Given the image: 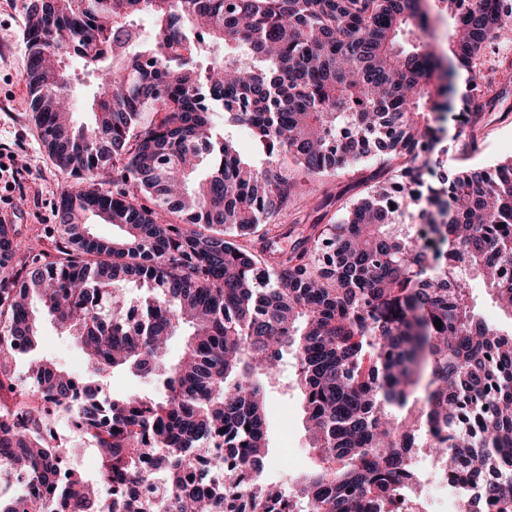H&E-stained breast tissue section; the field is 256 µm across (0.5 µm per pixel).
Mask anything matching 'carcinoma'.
I'll use <instances>...</instances> for the list:
<instances>
[{
	"label": "carcinoma",
	"mask_w": 512,
	"mask_h": 512,
	"mask_svg": "<svg viewBox=\"0 0 512 512\" xmlns=\"http://www.w3.org/2000/svg\"><path fill=\"white\" fill-rule=\"evenodd\" d=\"M27 81L56 165L85 186L56 205L55 259L25 255L0 224V463L55 512H144L150 474L167 494L150 512H388L424 452L469 474L476 508L512 504V330L487 322L471 288L512 318V157L484 169L448 164L443 112L455 69L468 74L454 142L474 141V61L512 41V0H23ZM452 20L448 51L429 41L430 11ZM148 14L154 37L133 18ZM99 73L91 123L63 119L64 57ZM247 128L262 159L239 149ZM366 160L375 180L344 216L272 248L263 224L305 199L311 181ZM112 172V191L101 177ZM401 197L419 206L391 208ZM120 229L94 236L87 216ZM504 227H498V224ZM145 289L125 295L120 283ZM39 302L85 348L100 378L120 368L160 381L162 398L84 405L97 477L68 478L67 451L42 435L40 400L71 407L70 375L47 359L40 385L14 382L34 350ZM442 327L436 328L435 320ZM186 337L179 361L168 341ZM317 463L285 492L260 480L265 397L284 354ZM224 449L212 485L205 448ZM32 495L0 512H42Z\"/></svg>",
	"instance_id": "1"
}]
</instances>
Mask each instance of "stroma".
Segmentation results:
<instances>
[{"label":"stroma","mask_w":512,"mask_h":512,"mask_svg":"<svg viewBox=\"0 0 512 512\" xmlns=\"http://www.w3.org/2000/svg\"><path fill=\"white\" fill-rule=\"evenodd\" d=\"M25 24L21 0H0V154L13 155L16 167L22 171L19 189L10 191L0 186V220L14 224L33 253H51L58 239L56 204L77 184L52 163L32 121L26 86ZM66 62L70 94L76 105L73 120L88 121L89 104L97 89L96 75L77 56L67 57ZM476 72L486 91L474 129L476 148L456 154L454 163L484 168L512 157V43H498L487 49L477 61ZM374 169L373 162L368 161L341 169L317 184L314 200L328 196L332 204L324 212L313 205L305 207L307 223L320 222L325 215L338 220L362 195ZM39 321L38 345L31 353L16 357L12 364L15 378L28 376L35 361L42 358L53 360L67 372L74 360L84 357L80 344L58 329L47 315H40ZM293 380L291 367H282L265 402L268 454L262 479L285 490L315 459L305 427L303 397Z\"/></svg>","instance_id":"35a3bbf8"}]
</instances>
